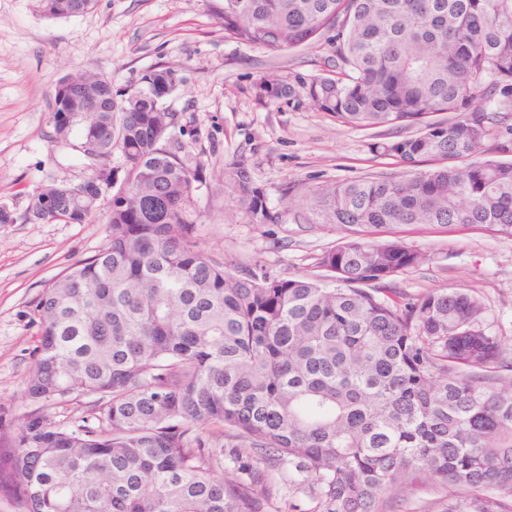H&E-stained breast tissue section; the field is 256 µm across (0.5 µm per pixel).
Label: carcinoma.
Returning <instances> with one entry per match:
<instances>
[{"instance_id":"cac0c4a2","label":"carcinoma","mask_w":512,"mask_h":512,"mask_svg":"<svg viewBox=\"0 0 512 512\" xmlns=\"http://www.w3.org/2000/svg\"><path fill=\"white\" fill-rule=\"evenodd\" d=\"M37 2L52 19L95 5ZM219 13L237 42L272 53L327 39V75L308 97L347 126L416 128L369 143L404 170L281 189L309 203L294 221L349 233L316 258L336 287L258 264L238 275L197 237L205 165L174 134L177 70L158 64L121 90L96 72L59 78L54 142L71 148L76 132L101 151L83 157L84 178L50 181L23 211L0 202V225L106 224L98 253L32 305L24 389L36 405L91 395L96 425L0 405V498L14 512H280L266 474L224 477L229 444L304 474L313 512H385L421 471L454 487L437 512H512L504 344L472 294L393 287L424 256L376 239L400 224L512 236V161L483 158L490 114L512 106V0H221ZM224 196L252 224L283 220L244 158L225 165Z\"/></svg>"}]
</instances>
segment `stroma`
Here are the masks:
<instances>
[{
  "label": "stroma",
  "instance_id": "obj_1",
  "mask_svg": "<svg viewBox=\"0 0 512 512\" xmlns=\"http://www.w3.org/2000/svg\"><path fill=\"white\" fill-rule=\"evenodd\" d=\"M219 8L220 0H97L88 12L49 19L37 0H0V201L24 209L28 193L49 179L83 172L76 152L52 141L60 77L88 69L112 76L120 89L164 63L181 80L167 104L183 115L185 141L204 152L206 178L194 192L203 247L238 273L259 262L284 278L318 274V255L337 246L341 232L327 224L249 223L224 196L225 164L247 158L268 205L280 210L308 207L282 198L286 183L314 188L399 167L369 152L371 131L338 123L307 98L332 54L326 42L272 54L225 33ZM262 82L293 92L263 96ZM394 233L424 256L394 284L413 297L470 291L512 362V236L464 224H404ZM104 241L99 221L0 225V405L13 416L34 408L24 395L38 339L31 304Z\"/></svg>",
  "mask_w": 512,
  "mask_h": 512
}]
</instances>
